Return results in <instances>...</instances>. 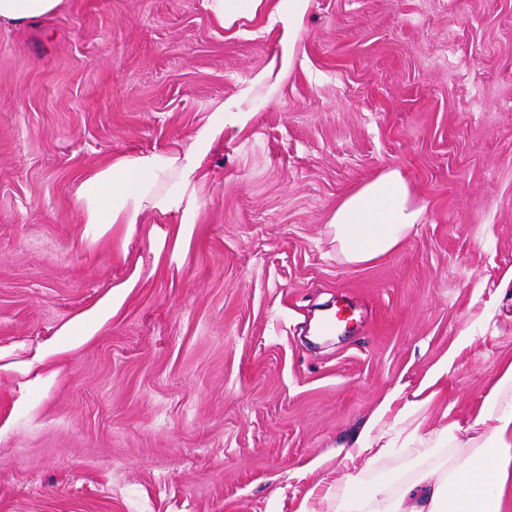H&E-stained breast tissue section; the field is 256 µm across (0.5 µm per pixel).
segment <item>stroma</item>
<instances>
[{
  "instance_id": "obj_1",
  "label": "stroma",
  "mask_w": 512,
  "mask_h": 512,
  "mask_svg": "<svg viewBox=\"0 0 512 512\" xmlns=\"http://www.w3.org/2000/svg\"><path fill=\"white\" fill-rule=\"evenodd\" d=\"M208 5L64 0L0 26V512H292L289 475L461 333L433 422H467L512 358V0H311L280 82V25ZM214 123L192 210L81 242L88 171ZM387 167L423 218L344 262L329 216ZM180 223L188 244L154 257L151 227ZM137 265L111 325L19 404L20 364ZM338 302L350 331L311 339Z\"/></svg>"
}]
</instances>
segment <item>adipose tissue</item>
<instances>
[{"instance_id": "adipose-tissue-1", "label": "adipose tissue", "mask_w": 512, "mask_h": 512, "mask_svg": "<svg viewBox=\"0 0 512 512\" xmlns=\"http://www.w3.org/2000/svg\"><path fill=\"white\" fill-rule=\"evenodd\" d=\"M64 0H0V23L15 26L55 14ZM310 0H211V10L228 27L260 11L283 23L281 40L295 45ZM224 134L210 127L188 148L121 155L90 172L81 183L83 238L91 243L130 239L145 210H188L191 189L208 151ZM423 209L404 175L387 169L342 197L328 224L337 254L364 264L402 246ZM140 277H129L74 314L45 338L25 362L32 373L30 389L51 384L53 357L74 349L110 324ZM469 334L458 336L437 370L418 389L386 393L365 419L354 439L334 457L349 463L348 472L320 478L298 492L293 512H503L512 487V359L484 394L477 413L466 423L430 426L435 385L447 375L458 353L470 346ZM411 449L415 467L387 466L396 447Z\"/></svg>"}]
</instances>
